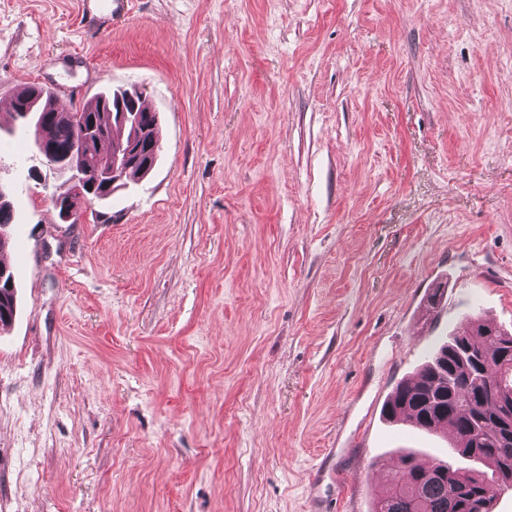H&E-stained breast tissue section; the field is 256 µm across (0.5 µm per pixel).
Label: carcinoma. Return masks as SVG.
Wrapping results in <instances>:
<instances>
[{"label":"carcinoma","instance_id":"carcinoma-1","mask_svg":"<svg viewBox=\"0 0 512 512\" xmlns=\"http://www.w3.org/2000/svg\"><path fill=\"white\" fill-rule=\"evenodd\" d=\"M126 96L125 91L107 90L75 111L60 112L53 91L32 84L14 96L13 112L28 126L42 119L41 133L62 150L73 146L92 119L110 127L89 154L75 157V166L93 178L101 166L100 156L112 154L130 137V129L112 123L111 115ZM15 310L14 277L9 271L0 283L1 326L13 319ZM464 336L488 363L482 382L472 375L471 364L454 354L457 337L450 336L432 351L416 376L395 385L383 406L389 419L448 436V460L425 465L415 453L403 454L400 475L375 493L371 512H470L486 478L512 484V403L505 404L501 397L512 396V333L471 321ZM480 386L487 398L477 404L474 393Z\"/></svg>","mask_w":512,"mask_h":512}]
</instances>
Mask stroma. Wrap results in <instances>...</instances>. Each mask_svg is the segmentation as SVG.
<instances>
[{"label":"stroma","mask_w":512,"mask_h":512,"mask_svg":"<svg viewBox=\"0 0 512 512\" xmlns=\"http://www.w3.org/2000/svg\"><path fill=\"white\" fill-rule=\"evenodd\" d=\"M77 14L0 0V100L140 91L160 154L63 224L0 121V512H370L447 458L382 405L467 318L512 331V0ZM131 0H80L79 12L83 28L93 33H108L130 14ZM0 269L7 272L6 277L4 273L0 277L2 283H0V325L5 326L13 319L16 310L15 283L12 272L2 263H0Z\"/></svg>","instance_id":"obj_1"}]
</instances>
